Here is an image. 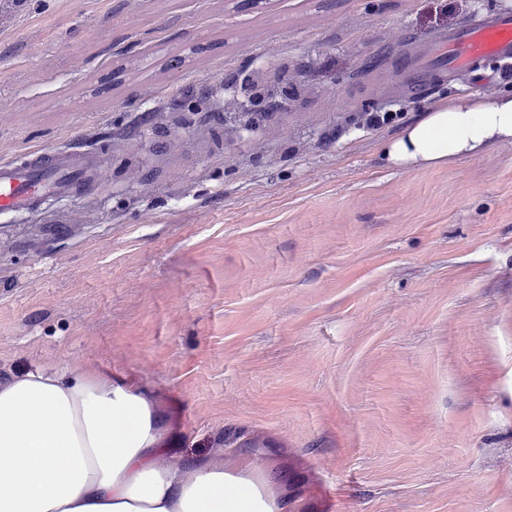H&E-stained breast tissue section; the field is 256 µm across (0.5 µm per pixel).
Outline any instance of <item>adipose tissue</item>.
<instances>
[{
	"label": "adipose tissue",
	"mask_w": 512,
	"mask_h": 512,
	"mask_svg": "<svg viewBox=\"0 0 512 512\" xmlns=\"http://www.w3.org/2000/svg\"><path fill=\"white\" fill-rule=\"evenodd\" d=\"M512 145V97L434 105L385 143L417 170ZM161 416L138 388L52 368L0 381V512H284L260 467L160 463Z\"/></svg>",
	"instance_id": "adipose-tissue-1"
}]
</instances>
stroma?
<instances>
[{
    "label": "stroma",
    "mask_w": 512,
    "mask_h": 512,
    "mask_svg": "<svg viewBox=\"0 0 512 512\" xmlns=\"http://www.w3.org/2000/svg\"><path fill=\"white\" fill-rule=\"evenodd\" d=\"M236 3L0 0V161L99 159L0 215V379L121 377L166 463L260 464L288 512H512V145L381 160L512 94L492 66L386 97L400 50L505 0ZM512 145V97L462 96L434 105L383 146L389 166L417 170L498 146Z\"/></svg>",
    "instance_id": "1"
}]
</instances>
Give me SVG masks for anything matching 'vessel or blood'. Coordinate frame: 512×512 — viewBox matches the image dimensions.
<instances>
[{"instance_id":"b4317fda","label":"vessel or blood","mask_w":512,"mask_h":512,"mask_svg":"<svg viewBox=\"0 0 512 512\" xmlns=\"http://www.w3.org/2000/svg\"><path fill=\"white\" fill-rule=\"evenodd\" d=\"M512 62V12L487 11L439 33L397 61L404 94L418 96L429 86L452 82L455 75ZM94 156L74 149L39 153L27 164L0 163V215L37 211L49 197L71 194L77 180L92 167Z\"/></svg>"}]
</instances>
